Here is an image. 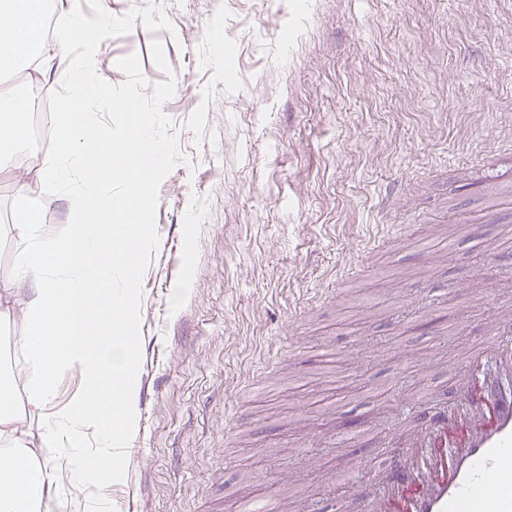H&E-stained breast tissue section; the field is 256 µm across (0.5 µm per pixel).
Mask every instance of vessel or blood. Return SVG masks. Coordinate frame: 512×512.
<instances>
[{
  "label": "vessel or blood",
  "mask_w": 512,
  "mask_h": 512,
  "mask_svg": "<svg viewBox=\"0 0 512 512\" xmlns=\"http://www.w3.org/2000/svg\"><path fill=\"white\" fill-rule=\"evenodd\" d=\"M415 407L427 424L396 442L360 512H512V323L468 354L444 406Z\"/></svg>",
  "instance_id": "b4317fda"
}]
</instances>
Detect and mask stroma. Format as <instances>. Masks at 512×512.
Here are the masks:
<instances>
[{
  "instance_id": "obj_1",
  "label": "stroma",
  "mask_w": 512,
  "mask_h": 512,
  "mask_svg": "<svg viewBox=\"0 0 512 512\" xmlns=\"http://www.w3.org/2000/svg\"><path fill=\"white\" fill-rule=\"evenodd\" d=\"M112 12L111 79L87 102L120 131L126 101L172 147L147 191L153 244L133 362L147 402L105 492L50 469L62 512H359L411 403L447 400L488 318H512L499 256L512 225V0H81ZM222 62H212L216 46ZM76 49L0 78L72 93ZM0 169V285L16 199L68 224L53 183ZM403 193L386 222V187ZM434 256L423 262L419 244ZM188 290H181L184 279ZM0 377L15 396L14 336ZM357 446L339 443L347 430Z\"/></svg>"
}]
</instances>
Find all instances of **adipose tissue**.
<instances>
[{
    "instance_id": "ef3b65f1",
    "label": "adipose tissue",
    "mask_w": 512,
    "mask_h": 512,
    "mask_svg": "<svg viewBox=\"0 0 512 512\" xmlns=\"http://www.w3.org/2000/svg\"><path fill=\"white\" fill-rule=\"evenodd\" d=\"M45 0H0V73L26 69L43 55L37 25ZM68 26L55 44L82 48V61L73 72L74 98L65 99L49 138L53 155L31 148L19 180L29 175L60 185L69 192L70 220L57 233L40 222L42 201L28 196L17 200L14 288H28L27 298L0 303V321L22 317L29 330L14 344L23 357L18 373L24 398L0 388V512H44L42 488L49 477L47 464L60 441L78 442L93 435L96 449L77 456L73 474L80 481L103 482L118 476L119 467L103 472L105 457L131 434L135 425L137 374L133 354L137 345L135 288L137 266L153 243L147 199L132 195L130 172L142 180L157 178L171 159V148L161 138L147 137V118L137 114L113 134L98 125L85 101L99 95L94 63L100 41L112 30L107 10L85 13L70 0ZM31 100L22 94L0 99V165L10 162L26 139ZM119 139L120 150H106ZM132 160L133 169L123 161ZM120 182L116 206L101 207L105 185ZM99 293H91L94 284ZM81 367L85 391L55 413L47 408L55 395L59 371ZM37 435L38 447L25 448L22 440Z\"/></svg>"
}]
</instances>
